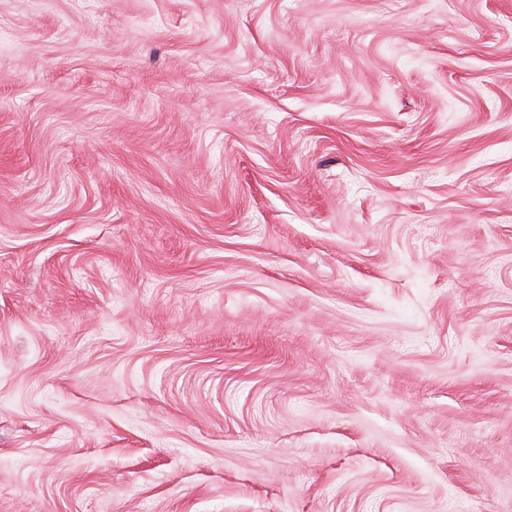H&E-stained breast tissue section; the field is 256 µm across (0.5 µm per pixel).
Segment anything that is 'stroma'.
Masks as SVG:
<instances>
[{"label":"stroma","mask_w":512,"mask_h":512,"mask_svg":"<svg viewBox=\"0 0 512 512\" xmlns=\"http://www.w3.org/2000/svg\"><path fill=\"white\" fill-rule=\"evenodd\" d=\"M0 512H512V0H0Z\"/></svg>","instance_id":"stroma-1"}]
</instances>
